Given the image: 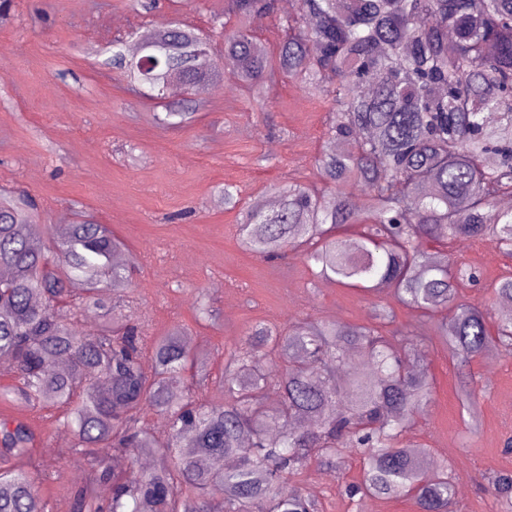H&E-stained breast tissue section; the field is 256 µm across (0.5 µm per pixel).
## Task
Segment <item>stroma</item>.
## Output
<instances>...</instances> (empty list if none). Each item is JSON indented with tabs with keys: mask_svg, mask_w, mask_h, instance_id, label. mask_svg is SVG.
<instances>
[{
	"mask_svg": "<svg viewBox=\"0 0 512 512\" xmlns=\"http://www.w3.org/2000/svg\"><path fill=\"white\" fill-rule=\"evenodd\" d=\"M223 10L224 0H161L153 15L136 0H12L0 18V188L35 196L46 226L75 222L80 207L110 225L141 258L129 304L116 316L144 317L153 336L191 337L193 349L211 352L215 376L256 323L362 324L368 306L354 290L314 277L300 255L263 260L237 236L241 208L274 197L275 185L291 178L319 184L316 160L333 145L328 101L308 98L283 78L262 99L239 85L225 92L220 79L189 123L166 127L158 121L162 107L96 54L130 31L169 19L209 34L223 54L224 34L211 25ZM227 183L239 188L238 208L225 207L218 193ZM429 251L475 268L477 281L460 289L466 301L488 299L493 285L512 274V258L488 238ZM202 303L218 310V321L198 320ZM392 308L396 326L416 338L433 385L426 413L404 443L423 444L430 461L454 467L458 512H500L491 481L512 476V354L458 366L426 316L397 302ZM470 378L478 391L475 429L457 399L461 381ZM1 416L27 417L40 434L57 466L41 492L54 512H72L81 471L66 430L22 407L2 405ZM317 472L308 468L300 481L323 512H418L408 496L349 498L346 486L363 475L360 455H347L328 480L317 481Z\"/></svg>",
	"mask_w": 512,
	"mask_h": 512,
	"instance_id": "35a3bbf8",
	"label": "stroma"
}]
</instances>
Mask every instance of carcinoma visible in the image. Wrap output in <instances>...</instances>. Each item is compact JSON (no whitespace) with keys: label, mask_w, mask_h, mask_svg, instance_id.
I'll use <instances>...</instances> for the list:
<instances>
[{"label":"carcinoma","mask_w":512,"mask_h":512,"mask_svg":"<svg viewBox=\"0 0 512 512\" xmlns=\"http://www.w3.org/2000/svg\"><path fill=\"white\" fill-rule=\"evenodd\" d=\"M256 14L285 31L274 57L249 29ZM229 23L222 63L205 35L178 22L137 33L138 49L161 46L149 66L122 40L108 65L158 99L172 84L184 87L182 103L159 118L164 126L189 122L223 69L259 99L277 73L331 99L330 135L341 150L318 160L324 186L276 187L278 206L249 207L238 236L261 259L294 251L316 277L362 292L372 300L370 322L255 324L224 359V397L205 399L185 373L204 369L206 358L179 336L148 338L141 319L83 332V315L108 309L138 266L130 252L113 261L125 244L112 229L80 213L48 233L29 194L1 193L0 360L13 378L0 384V401L22 400L72 433L86 464L74 512H316L297 478L310 465L338 467L348 452L363 456L352 495L412 490L418 512H451L452 466L439 463L424 482L427 449L399 445L424 414L432 383L410 367L419 356L407 351L412 337L379 332L393 315L378 297L386 291L428 314L461 364L490 349L512 352V318L495 321L488 303L460 298L471 268L428 252L445 238L491 237L512 255V209L495 205L512 191V0H300L292 15L279 14L277 0H226L213 27ZM350 187L363 192V208ZM76 280L85 285L79 292L70 288ZM357 350L372 372L335 383L333 369ZM181 386L185 395L172 398ZM151 411L166 416L165 434L147 426ZM39 445L27 419H0V512H51L40 484L55 463ZM112 451L160 458L115 472ZM102 483L112 484L104 503Z\"/></svg>","instance_id":"obj_1"}]
</instances>
